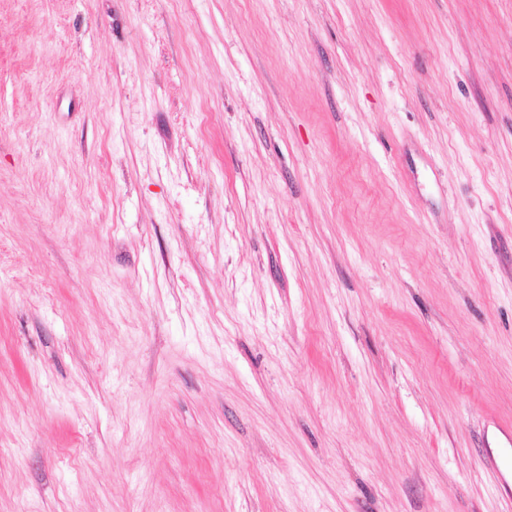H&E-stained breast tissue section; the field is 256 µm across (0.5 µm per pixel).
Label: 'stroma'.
<instances>
[{
    "label": "stroma",
    "mask_w": 512,
    "mask_h": 512,
    "mask_svg": "<svg viewBox=\"0 0 512 512\" xmlns=\"http://www.w3.org/2000/svg\"><path fill=\"white\" fill-rule=\"evenodd\" d=\"M512 0H0V512H512Z\"/></svg>",
    "instance_id": "stroma-1"
}]
</instances>
